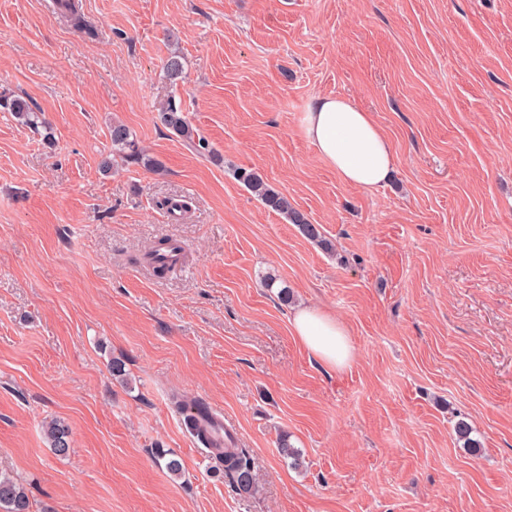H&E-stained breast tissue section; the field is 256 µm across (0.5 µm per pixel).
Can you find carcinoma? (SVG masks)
<instances>
[{
  "instance_id": "cac0c4a2",
  "label": "carcinoma",
  "mask_w": 512,
  "mask_h": 512,
  "mask_svg": "<svg viewBox=\"0 0 512 512\" xmlns=\"http://www.w3.org/2000/svg\"><path fill=\"white\" fill-rule=\"evenodd\" d=\"M58 13L71 22L74 27L87 33H93L91 23L86 19L81 8V0H53ZM165 78L169 85L177 87L182 81L184 66L181 57L170 55L164 64ZM0 111L10 112L14 118L34 128H49L48 122L42 119L41 112L27 97L19 94L0 92ZM157 118L179 139L188 143H196L205 147L203 142L196 141L197 132L185 115L182 107L177 105L175 96H169L157 108ZM112 148L140 163L148 170H159L162 163L153 157H145L139 143L130 130L122 123H112L110 130ZM237 178L244 186L258 197L271 211L284 216L290 223L296 225L299 231L308 239L318 242L326 251L333 250L330 240L322 236L319 228L310 223L303 213L298 211L288 199V196L274 188L262 175L255 171L239 169ZM175 411L183 417V422L190 434L218 461L224 476L242 492H249L254 484L251 457L248 449L235 448L228 452L214 446L212 431L199 423L201 419H210L208 404L202 400L187 402L177 397L173 398ZM43 432L58 456H65L70 450L69 427L63 421L52 419L43 426ZM31 501L28 490L18 479L10 475L0 474V512H31Z\"/></svg>"
}]
</instances>
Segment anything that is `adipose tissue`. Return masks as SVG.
I'll return each mask as SVG.
<instances>
[{"label": "adipose tissue", "instance_id": "1", "mask_svg": "<svg viewBox=\"0 0 512 512\" xmlns=\"http://www.w3.org/2000/svg\"><path fill=\"white\" fill-rule=\"evenodd\" d=\"M302 133L319 157L345 183L371 191L389 177L396 165L394 147L373 114L352 99L319 97L303 118ZM293 332L320 363L340 369L354 358L347 327L317 308H302L291 320Z\"/></svg>", "mask_w": 512, "mask_h": 512}]
</instances>
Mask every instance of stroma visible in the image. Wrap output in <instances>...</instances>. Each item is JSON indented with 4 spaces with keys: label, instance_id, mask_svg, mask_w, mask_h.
I'll list each match as a JSON object with an SVG mask.
<instances>
[{
    "label": "stroma",
    "instance_id": "1",
    "mask_svg": "<svg viewBox=\"0 0 512 512\" xmlns=\"http://www.w3.org/2000/svg\"><path fill=\"white\" fill-rule=\"evenodd\" d=\"M82 3L95 35L50 0H0V91L30 98L55 138L0 112V473L32 512H512V0ZM171 94L204 147L158 121ZM329 95L389 136L385 185L342 182L303 137ZM115 121L161 170L113 152ZM169 199L189 211L170 216ZM161 238L188 255L164 278L136 263ZM305 304L347 326L351 365L293 336ZM174 392L235 430L250 492L186 431ZM54 418L63 457L42 429ZM237 178L269 210L277 212L289 220L291 224H295L306 238L317 241L326 251L333 250L332 242L322 236L319 228L315 224H311L305 215L292 205L288 196L274 188L262 175L252 170L248 171L240 168L237 171ZM43 432L56 455L68 454L70 450L68 425L61 420L52 419L44 424Z\"/></svg>",
    "mask_w": 512,
    "mask_h": 512
}]
</instances>
